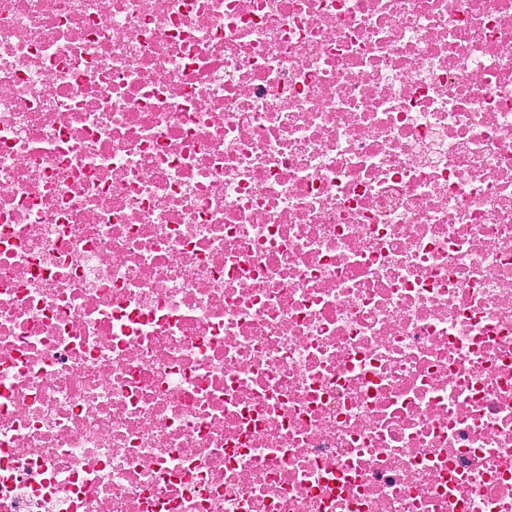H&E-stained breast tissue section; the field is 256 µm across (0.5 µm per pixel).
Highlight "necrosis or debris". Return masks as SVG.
Returning a JSON list of instances; mask_svg holds the SVG:
<instances>
[{"instance_id":"obj_1","label":"necrosis or debris","mask_w":512,"mask_h":512,"mask_svg":"<svg viewBox=\"0 0 512 512\" xmlns=\"http://www.w3.org/2000/svg\"><path fill=\"white\" fill-rule=\"evenodd\" d=\"M0 512H512V0H0Z\"/></svg>"}]
</instances>
